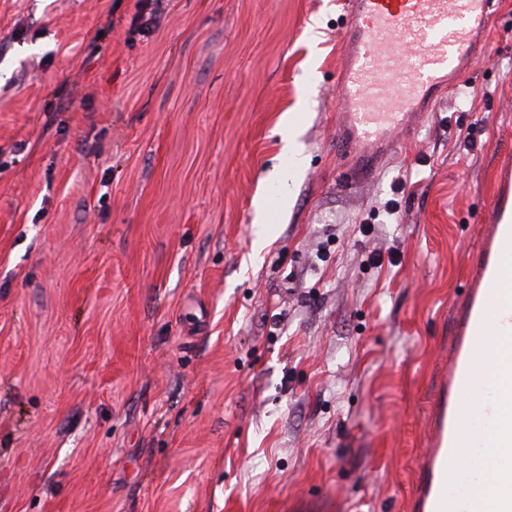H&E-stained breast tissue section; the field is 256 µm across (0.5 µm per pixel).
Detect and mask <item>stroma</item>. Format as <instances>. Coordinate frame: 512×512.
Returning <instances> with one entry per match:
<instances>
[{
	"mask_svg": "<svg viewBox=\"0 0 512 512\" xmlns=\"http://www.w3.org/2000/svg\"><path fill=\"white\" fill-rule=\"evenodd\" d=\"M140 8L0 0V512H410L512 0L376 167L336 147L344 0Z\"/></svg>",
	"mask_w": 512,
	"mask_h": 512,
	"instance_id": "stroma-1",
	"label": "stroma"
}]
</instances>
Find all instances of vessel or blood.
<instances>
[{"label": "vessel or blood", "instance_id": "vessel-or-blood-1", "mask_svg": "<svg viewBox=\"0 0 512 512\" xmlns=\"http://www.w3.org/2000/svg\"><path fill=\"white\" fill-rule=\"evenodd\" d=\"M349 24L339 48L341 95L336 142L362 150L392 143L436 101L449 73L473 50L475 33L487 31L492 0H346ZM502 197L485 227L475 275L458 309L454 346L442 374L444 392L432 422L411 512H512V357L498 350L512 322V164L500 169ZM498 458L482 461L485 431Z\"/></svg>", "mask_w": 512, "mask_h": 512}]
</instances>
